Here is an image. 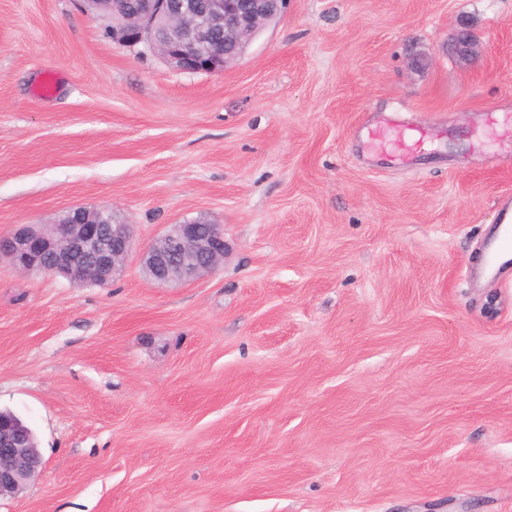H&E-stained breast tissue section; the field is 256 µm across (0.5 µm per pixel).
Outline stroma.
<instances>
[{
    "label": "stroma",
    "instance_id": "obj_1",
    "mask_svg": "<svg viewBox=\"0 0 512 512\" xmlns=\"http://www.w3.org/2000/svg\"><path fill=\"white\" fill-rule=\"evenodd\" d=\"M501 112L512 0H288L214 74L0 0V235L110 206L227 246L181 285L0 264V409L43 458L0 512H512V269L475 277ZM393 115L402 162L364 139Z\"/></svg>",
    "mask_w": 512,
    "mask_h": 512
}]
</instances>
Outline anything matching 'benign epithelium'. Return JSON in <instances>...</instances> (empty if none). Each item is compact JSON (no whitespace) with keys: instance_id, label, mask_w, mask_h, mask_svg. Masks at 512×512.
Returning a JSON list of instances; mask_svg holds the SVG:
<instances>
[{"instance_id":"7a95c632","label":"benign epithelium","mask_w":512,"mask_h":512,"mask_svg":"<svg viewBox=\"0 0 512 512\" xmlns=\"http://www.w3.org/2000/svg\"><path fill=\"white\" fill-rule=\"evenodd\" d=\"M287 0H81L84 12L108 23L112 43L148 50L184 73H221L235 63ZM467 23L450 54H473ZM105 206L70 208L51 224H26L0 235V259L29 273L61 275L73 282L104 286L122 272L132 249L129 224L103 223ZM221 224L209 233L200 222L170 224L141 254L145 275L163 284L192 282L224 260ZM40 449L23 425L0 415V500L20 494L42 466Z\"/></svg>"}]
</instances>
